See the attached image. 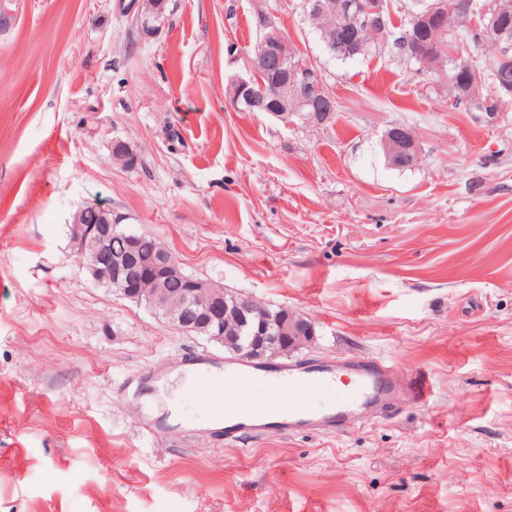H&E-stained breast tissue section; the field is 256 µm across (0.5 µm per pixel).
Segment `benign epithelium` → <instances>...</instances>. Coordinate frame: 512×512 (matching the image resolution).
Returning a JSON list of instances; mask_svg holds the SVG:
<instances>
[{"mask_svg":"<svg viewBox=\"0 0 512 512\" xmlns=\"http://www.w3.org/2000/svg\"><path fill=\"white\" fill-rule=\"evenodd\" d=\"M166 0H143L137 16L141 30L151 32L154 23L164 15ZM390 0H340L339 12L343 18L345 37H357L371 30L378 33L382 45L388 44L390 31L386 21L391 12ZM463 9L471 12V29L493 38L496 58L507 61L512 58V30L502 28L498 17L512 11V0H487L475 9L473 0H464ZM245 73L231 80L228 97L239 112H266L285 124L292 117L310 113L318 124L328 121L336 111V100L327 89L320 71L303 60L288 43L277 26L267 20L264 33L253 49L242 52ZM261 72H273L272 82L264 84L255 80ZM452 100L478 106L486 112L497 111L492 101L501 97V91L491 87L492 95L483 97L486 84L484 71L471 63H462L448 70L446 75ZM381 146L387 162L394 167L412 166L420 159V150L415 134L407 128L392 126L381 137ZM104 223L84 224L81 214L73 221V248L79 257H84L87 242L105 248L112 236L123 232L119 220L112 217V210L102 209ZM127 254L111 260L107 255L97 257L91 263H83L92 280L105 283L119 292L131 293L130 283L134 275L131 259L136 248V237L125 235ZM152 274L163 283L168 279L183 277L178 261L171 255L160 257L154 264ZM204 287L200 281L189 282L184 294V307L177 323L178 329L189 332L198 326L219 323L224 318L235 320V326L222 331L224 343L233 353L244 359L262 361L297 349L309 343L313 336V325L303 315L288 311L283 315L260 316L255 314L248 301L227 303L224 296L215 298L207 309L198 307L194 300L195 289Z\"/></svg>","mask_w":512,"mask_h":512,"instance_id":"obj_1","label":"benign epithelium"}]
</instances>
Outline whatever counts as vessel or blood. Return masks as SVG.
<instances>
[{
	"instance_id": "vessel-or-blood-1",
	"label": "vessel or blood",
	"mask_w": 512,
	"mask_h": 512,
	"mask_svg": "<svg viewBox=\"0 0 512 512\" xmlns=\"http://www.w3.org/2000/svg\"><path fill=\"white\" fill-rule=\"evenodd\" d=\"M175 372L199 380L190 393L203 399L205 381L219 379L225 390L250 388L252 409L243 413L235 406L224 409L225 440L268 434H291L311 429L333 433L353 424L356 418L379 403L425 400L426 386L415 387L382 363L346 361L339 364L258 365L234 363L203 354H188L180 364L158 366L157 376Z\"/></svg>"
}]
</instances>
